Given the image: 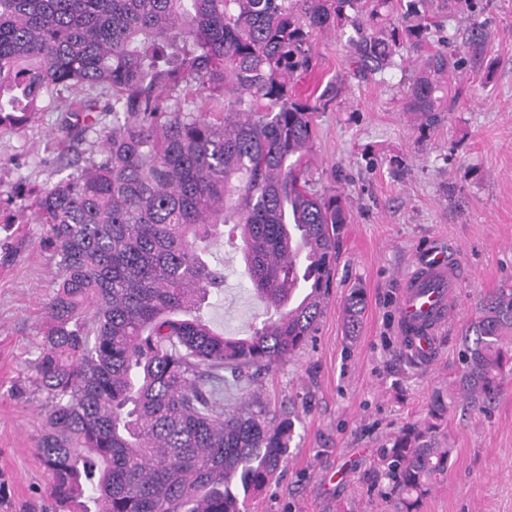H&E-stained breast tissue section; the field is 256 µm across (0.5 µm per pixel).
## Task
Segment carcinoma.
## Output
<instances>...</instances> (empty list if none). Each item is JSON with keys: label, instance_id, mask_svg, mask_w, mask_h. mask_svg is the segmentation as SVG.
Wrapping results in <instances>:
<instances>
[{"label": "carcinoma", "instance_id": "1", "mask_svg": "<svg viewBox=\"0 0 512 512\" xmlns=\"http://www.w3.org/2000/svg\"><path fill=\"white\" fill-rule=\"evenodd\" d=\"M482 0H448L471 19L463 46L420 56L403 96L426 126L463 95L443 77L487 38ZM430 0H0V126L61 113L83 166L41 190L59 281L31 364L47 405L36 452L46 503L27 512H243L288 458L292 421L256 396L224 408L239 381L305 349L334 286L350 215L317 187V114L336 100L293 95L312 35L351 27L363 74L402 66L440 32ZM112 115L99 126L95 113ZM240 239L242 273L274 310L249 335L208 318L224 291L217 239ZM364 298L346 300L356 329ZM459 390L486 406L512 365V289L485 295L464 333ZM448 403L385 450L391 512H420L448 472Z\"/></svg>", "mask_w": 512, "mask_h": 512}]
</instances>
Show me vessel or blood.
I'll return each instance as SVG.
<instances>
[{
    "mask_svg": "<svg viewBox=\"0 0 512 512\" xmlns=\"http://www.w3.org/2000/svg\"><path fill=\"white\" fill-rule=\"evenodd\" d=\"M462 276L461 264L446 252L432 246L421 249L402 282L398 302L401 345L411 357L431 359L434 339L448 321Z\"/></svg>",
    "mask_w": 512,
    "mask_h": 512,
    "instance_id": "b4317fda",
    "label": "vessel or blood"
}]
</instances>
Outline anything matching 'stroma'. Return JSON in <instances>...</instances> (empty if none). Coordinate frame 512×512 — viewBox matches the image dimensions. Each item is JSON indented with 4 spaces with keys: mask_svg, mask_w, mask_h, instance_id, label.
<instances>
[{
    "mask_svg": "<svg viewBox=\"0 0 512 512\" xmlns=\"http://www.w3.org/2000/svg\"><path fill=\"white\" fill-rule=\"evenodd\" d=\"M481 19L483 68L463 76L465 95L433 127L403 109L414 63L362 75L347 63L346 35L312 37L316 65L293 91L341 86L318 118L314 168L321 187L346 197L351 221L339 234L335 286L312 345L224 390L225 403L254 392L294 422L287 461L248 512H389L382 452L426 418L438 391L453 400L441 427L453 453L421 512H512V373L484 411L457 390L461 336L479 301L512 289V0H489ZM76 162L58 113L0 129V479L9 488L0 512L41 500L47 481L35 452L46 400L30 364L58 269L28 192ZM427 243L461 260L464 279L432 359L420 362L400 345L397 306L400 279ZM215 259L226 281L211 325L247 336L269 312L240 276L235 248L218 247ZM355 288L365 307L351 337L344 307Z\"/></svg>",
    "mask_w": 512,
    "mask_h": 512,
    "instance_id": "1",
    "label": "stroma"
}]
</instances>
